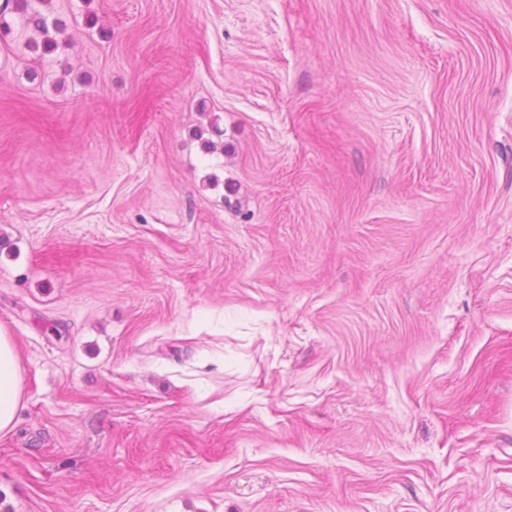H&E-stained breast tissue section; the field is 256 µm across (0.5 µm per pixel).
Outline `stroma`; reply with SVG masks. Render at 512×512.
Returning a JSON list of instances; mask_svg holds the SVG:
<instances>
[{"instance_id": "1", "label": "stroma", "mask_w": 512, "mask_h": 512, "mask_svg": "<svg viewBox=\"0 0 512 512\" xmlns=\"http://www.w3.org/2000/svg\"><path fill=\"white\" fill-rule=\"evenodd\" d=\"M46 10L0 27L11 512H512V0ZM33 2V0H5L3 7L0 8V19L1 21L4 19L8 9L19 14L24 22V29L33 31L39 37V40L35 38L27 40L25 47L32 52H40L44 55L57 48V35L62 32V29L56 24L50 27L46 16L34 6ZM22 397V370L15 346L0 331V432L15 425Z\"/></svg>"}]
</instances>
